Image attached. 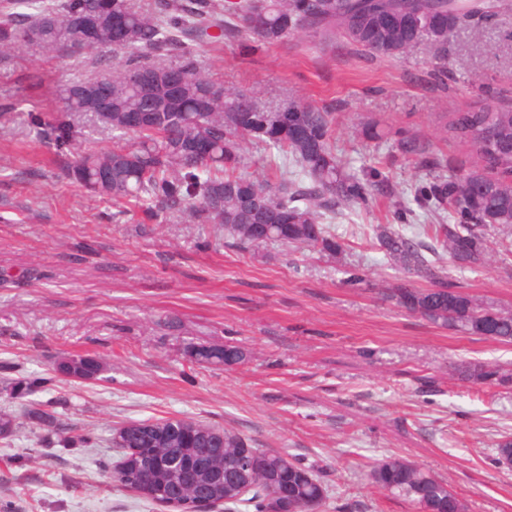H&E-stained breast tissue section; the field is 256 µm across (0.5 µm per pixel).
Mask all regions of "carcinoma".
<instances>
[{"mask_svg":"<svg viewBox=\"0 0 512 512\" xmlns=\"http://www.w3.org/2000/svg\"><path fill=\"white\" fill-rule=\"evenodd\" d=\"M423 0H12L0 15V49L36 43L61 58L86 51L124 53L97 78L112 87V116L72 95L79 80L63 86L64 110L30 113L35 138L53 155L70 182L139 209L144 219L162 223L178 212L194 224H215L245 249L269 243L308 247L333 254L340 243L322 216L336 207L366 206L376 196H392L387 180L373 173L359 178L345 172L332 140L331 113L306 102L267 107L252 94L226 93L199 63V48L213 40L277 45L290 38L327 45L337 38L373 55L391 59L448 41L457 24L472 14L492 15L477 0H452L425 15L417 26L405 19ZM174 52V66L148 62L151 53ZM129 111L147 115L144 126L126 129ZM91 116L126 146L94 150L86 146L78 118ZM451 129L475 149L472 169L418 193L432 200L430 214L448 223L433 224L437 241L462 268L484 264L485 232L512 228V110L475 104L456 114ZM206 137L212 153L199 156L194 142ZM258 142L290 161L292 171L262 174L245 169L250 143ZM418 167L437 161L412 139L400 143ZM107 172L99 185L95 176ZM467 237V251L455 249ZM379 250L410 278L382 293V299L446 327L512 344V310L493 308L479 298L448 287L436 260L423 243L392 228L376 229ZM428 288H418L414 279ZM197 356L208 363H237L235 347H203ZM57 370L74 380H91L100 371L93 358H66ZM448 375L479 387L512 388V372L482 363L452 364ZM26 415L48 426L54 414L28 404ZM166 440L158 446L155 420L128 422L121 457L103 473L123 488L155 504L182 497L226 512H313L328 490L309 467L280 452L249 447L232 430H220L186 418H164ZM494 462L512 469V436L503 435ZM380 490L412 504L417 512H467L466 503L437 475L399 457L375 462L368 473Z\"/></svg>","mask_w":512,"mask_h":512,"instance_id":"cac0c4a2","label":"carcinoma"}]
</instances>
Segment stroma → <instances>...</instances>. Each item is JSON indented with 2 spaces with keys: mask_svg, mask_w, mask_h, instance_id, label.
<instances>
[{
  "mask_svg": "<svg viewBox=\"0 0 512 512\" xmlns=\"http://www.w3.org/2000/svg\"><path fill=\"white\" fill-rule=\"evenodd\" d=\"M200 61L227 91L327 107L347 171L381 172L398 194L340 209L328 222L343 245L335 255L250 251L177 215L155 224L133 209L113 223L117 205L55 175L25 123L28 111H58L57 87L96 76L101 55L63 60L33 44L0 53V414L17 423L0 439V512H166L99 464L116 460L115 428L168 417L233 430L314 468L329 487L318 512H414L367 477L388 456L435 472L468 512H512V470L493 461L512 434V389L479 392L448 375L453 363L512 369V344L382 300L402 274L374 233L399 208L410 212L399 229L411 232L426 220L416 187L471 168L472 147L449 129L454 113L512 108V5L465 19L444 57L389 60L341 39H292L222 43ZM404 138L424 140L439 166L404 159ZM487 238L486 264L439 265L449 287L512 308V250L499 230ZM203 346H234L243 359L210 364L195 354ZM69 356L96 359L98 378L60 374ZM32 377L50 380L36 397L5 389ZM33 399L53 403L54 427L28 420Z\"/></svg>",
  "mask_w": 512,
  "mask_h": 512,
  "instance_id": "obj_1",
  "label": "stroma"
}]
</instances>
